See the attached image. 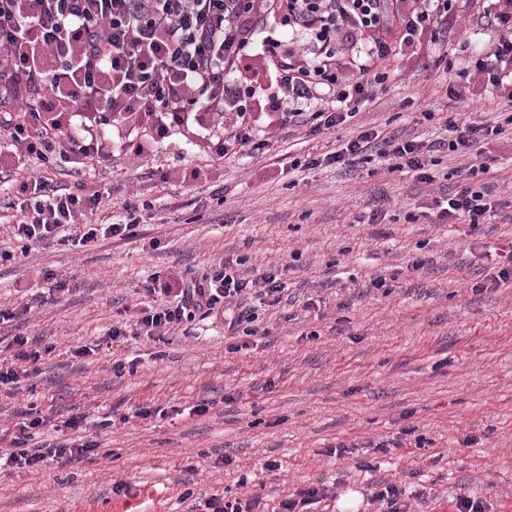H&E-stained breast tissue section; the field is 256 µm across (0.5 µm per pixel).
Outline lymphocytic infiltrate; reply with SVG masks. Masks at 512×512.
<instances>
[{"label": "lymphocytic infiltrate", "mask_w": 512, "mask_h": 512, "mask_svg": "<svg viewBox=\"0 0 512 512\" xmlns=\"http://www.w3.org/2000/svg\"><path fill=\"white\" fill-rule=\"evenodd\" d=\"M465 10L461 0H0V104L12 108L0 117V175H28L11 205L18 252L50 242L84 246L100 236L129 239L150 208L131 195L118 222L96 231L91 222L111 204L110 189L86 182L67 188L51 170L107 169L116 151L130 146L147 156L175 133L215 161L264 155L269 142L258 138L251 106L262 85L239 71L268 21L288 32L263 44L279 60L278 90L268 98L274 122L318 134L377 98L390 55L412 47L424 31L441 37ZM484 16L496 37L489 48L467 53L457 75L497 87L512 79V0H490ZM446 125L449 138L430 145L365 129L328 160L349 165L376 157L430 183L432 152L462 156L464 184L439 201V218L476 230L498 202L484 179L487 165L466 156L486 141L512 138V112L493 123L451 118ZM285 289L276 269L250 278L230 260L190 279L155 278L145 287L152 303L106 337L160 341L198 318L222 320L228 335L250 336L256 304L279 305ZM11 348L0 361V387L16 390L38 374L44 351L25 336L14 337ZM45 424L33 409L16 412L0 434V472L67 465L96 453L80 414L63 422L70 438L30 447L33 430Z\"/></svg>", "instance_id": "1"}]
</instances>
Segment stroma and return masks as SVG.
<instances>
[{"mask_svg": "<svg viewBox=\"0 0 512 512\" xmlns=\"http://www.w3.org/2000/svg\"><path fill=\"white\" fill-rule=\"evenodd\" d=\"M481 12L477 2L443 34L449 60L461 43L489 46ZM388 68L377 100L350 121L316 135L274 130L259 160L210 164L174 135L147 159L116 154L107 175L53 172L68 185L107 180L116 203L140 191L153 217L131 239L39 248L0 265V304L20 310L0 322V351L17 336L52 348L40 375L0 391V429L31 403L51 421L39 443L67 439L55 422L82 414L99 444L97 456L65 467L0 473V512H196L215 494L256 495L275 512L317 484L333 492L318 512H377L368 499L383 479L406 487L411 512H456L460 496L512 512V288L471 290L498 243L512 239V140L483 147L500 206L476 231L438 218L437 199L462 184L460 160L447 152L435 153L431 183L376 160L324 159L368 128L446 139L448 117L492 119L512 85L458 78L425 50L404 51ZM309 156L320 166L290 168V158ZM172 163L169 182L145 178ZM379 205L383 223H369ZM237 257L258 274L278 267L287 284L280 305L259 306L247 349L230 351L223 324L197 320L162 341L130 337L72 357L134 320L155 276L191 278ZM418 258L424 265L412 270ZM49 271L66 278L67 292L51 290ZM378 276L387 291L370 288ZM131 359L135 368L113 370ZM203 400L211 408L194 414ZM142 404L166 414L134 417ZM112 412L129 422L94 427ZM408 427L424 447L401 444ZM379 442L390 452L376 451ZM340 443L351 454L330 456ZM226 454L233 465L222 464ZM270 460L277 469H266ZM119 481L128 495H113Z\"/></svg>", "mask_w": 512, "mask_h": 512, "instance_id": "stroma-1", "label": "stroma"}]
</instances>
